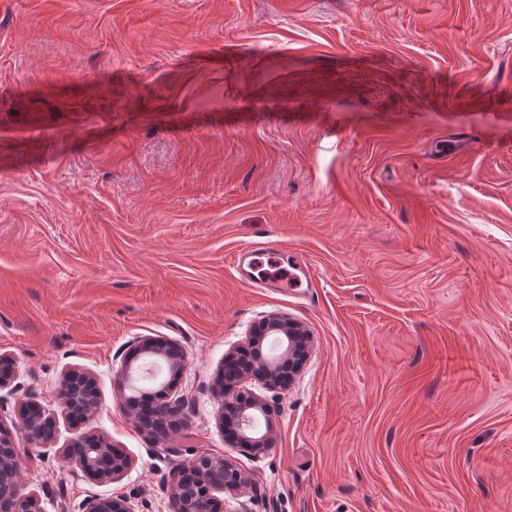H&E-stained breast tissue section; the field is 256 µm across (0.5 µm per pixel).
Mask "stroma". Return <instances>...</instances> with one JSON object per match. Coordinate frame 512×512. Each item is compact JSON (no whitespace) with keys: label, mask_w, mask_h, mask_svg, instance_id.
I'll return each mask as SVG.
<instances>
[{"label":"stroma","mask_w":512,"mask_h":512,"mask_svg":"<svg viewBox=\"0 0 512 512\" xmlns=\"http://www.w3.org/2000/svg\"><path fill=\"white\" fill-rule=\"evenodd\" d=\"M254 246L312 287L251 286ZM273 313L313 349L258 454L213 388ZM143 336L185 355L165 447L113 391ZM0 352L1 422L81 368L134 459L16 433L43 512H172L203 451L258 487L228 512H512V0H0ZM73 448H81L79 453ZM61 458L74 463L85 474L105 481H120L133 464L127 452L116 448L112 441L100 433L81 434L64 448H59Z\"/></svg>","instance_id":"obj_1"}]
</instances>
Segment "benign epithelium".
Wrapping results in <instances>:
<instances>
[{
  "instance_id": "7a95c632",
  "label": "benign epithelium",
  "mask_w": 512,
  "mask_h": 512,
  "mask_svg": "<svg viewBox=\"0 0 512 512\" xmlns=\"http://www.w3.org/2000/svg\"><path fill=\"white\" fill-rule=\"evenodd\" d=\"M278 335L286 340V347L279 353L259 354L254 360L240 359L241 350L230 349L224 354L221 373H230L233 381L219 385L216 397L221 402L220 419L229 420L240 431L253 430L258 417L268 418L266 401L252 395L244 399L235 394V388L250 380L267 390L286 389L299 373L309 357L312 333L302 322L281 314L267 316L249 332V336ZM137 354L159 356L167 364L169 378L153 398L165 417L173 418L170 428L159 430L149 418L138 412V399L130 389L129 381L136 371L133 359H128L114 377L116 396L124 408L133 414L138 429L158 447L167 442L170 435L180 428L177 416L181 413L180 399L171 397L176 383L185 368V356L173 341L159 336H145L138 340ZM15 377V360L9 354L0 353V390L11 386ZM60 414L73 425L92 420L100 408V393L96 378L88 371L73 367L60 376L56 388ZM17 413L21 425L6 426L0 421V512H41L38 496L25 491L18 477V453L14 431L22 429L30 448H49L54 442L56 418L46 413L43 406L26 396L18 400ZM253 450L263 453L274 444L271 423L265 432L252 439ZM61 458L73 463L85 474L105 481L121 480L133 464L130 454L116 448L112 441L100 433L81 434L59 449ZM196 487L202 489L203 500L221 510L218 494L236 495L248 487L249 481L232 459L210 453L199 455L194 471ZM183 483L176 480L171 488L174 512H205L197 495L182 496ZM85 512H132L124 499L94 498L85 504Z\"/></svg>"
}]
</instances>
